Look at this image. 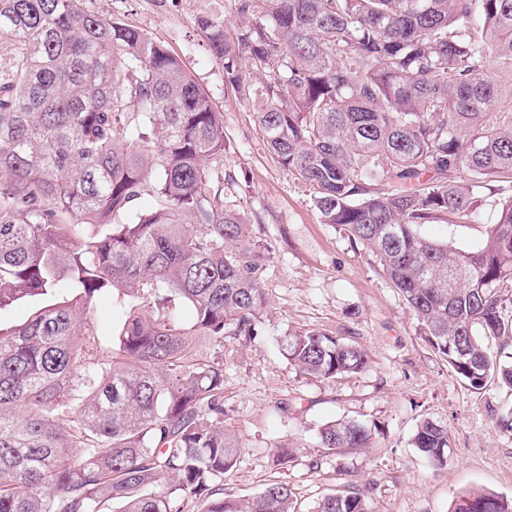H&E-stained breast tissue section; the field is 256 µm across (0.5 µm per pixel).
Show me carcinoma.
<instances>
[{"instance_id":"obj_1","label":"carcinoma","mask_w":512,"mask_h":512,"mask_svg":"<svg viewBox=\"0 0 512 512\" xmlns=\"http://www.w3.org/2000/svg\"><path fill=\"white\" fill-rule=\"evenodd\" d=\"M86 0H0V512H299L273 480L224 494L242 445L224 419V340L258 335L272 267L224 165V120L180 57ZM200 20L224 81L247 86L278 161L322 223L379 262L462 383L512 388V0H238ZM259 82H248L243 63ZM507 199L484 244L421 229ZM95 224L96 233L84 235ZM128 306L106 350L87 314ZM282 355L322 380L368 355L317 330ZM375 423L323 424L319 447L371 448ZM447 465L448 425L410 439ZM312 512H365L364 494ZM451 512H512L472 490Z\"/></svg>"}]
</instances>
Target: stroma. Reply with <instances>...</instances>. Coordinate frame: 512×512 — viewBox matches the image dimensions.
<instances>
[{
	"label": "stroma",
	"mask_w": 512,
	"mask_h": 512,
	"mask_svg": "<svg viewBox=\"0 0 512 512\" xmlns=\"http://www.w3.org/2000/svg\"><path fill=\"white\" fill-rule=\"evenodd\" d=\"M177 54L214 107L224 114V163L244 187L237 198L252 233L273 253L266 306L256 339L224 343V409L243 445L242 462L224 477L227 495L247 498L273 480L288 482L302 512L331 492L361 489L367 512H449L463 492L480 489L512 499V433L497 412L512 406V390L465 388L420 337L401 293L364 251L321 223L307 185L281 166L255 125L253 101L224 81V68L199 26L204 18L234 27L237 0H93ZM483 201L469 224L439 222L430 236L471 250L495 221ZM314 329L364 349L369 369L320 380L297 373L279 341ZM343 416L376 422L374 448L337 455L318 448L316 430ZM425 417L448 425L447 467L429 468L409 444ZM297 448L295 466L281 469L280 445Z\"/></svg>",
	"instance_id": "obj_1"
}]
</instances>
